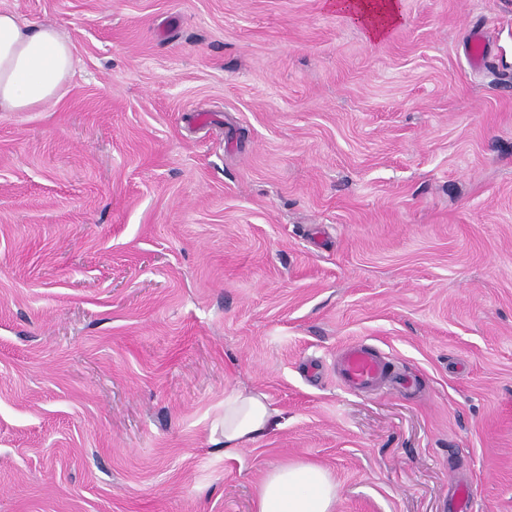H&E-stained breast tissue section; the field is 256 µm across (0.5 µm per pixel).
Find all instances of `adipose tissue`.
<instances>
[{
	"label": "adipose tissue",
	"mask_w": 512,
	"mask_h": 512,
	"mask_svg": "<svg viewBox=\"0 0 512 512\" xmlns=\"http://www.w3.org/2000/svg\"><path fill=\"white\" fill-rule=\"evenodd\" d=\"M330 9L378 40L404 16L398 0H328ZM74 69V51L54 27L20 21L0 10V112H32L58 97ZM277 411L265 393L236 391L225 397L224 413L210 441L235 453L267 434ZM337 488L329 471L312 462L271 467L257 492L255 512H335Z\"/></svg>",
	"instance_id": "adipose-tissue-1"
}]
</instances>
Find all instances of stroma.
Segmentation results:
<instances>
[{"mask_svg":"<svg viewBox=\"0 0 512 512\" xmlns=\"http://www.w3.org/2000/svg\"><path fill=\"white\" fill-rule=\"evenodd\" d=\"M324 2L0 0L76 60L0 112V512H254L295 460L336 512H512V0ZM327 7L360 25L369 40H379L404 20L397 0H328ZM387 369L388 364L381 354L358 343L344 351L339 376L348 389L366 390L376 387ZM277 413L265 393L235 391L224 398V414L213 422L210 441L225 453H236L267 434Z\"/></svg>","mask_w":512,"mask_h":512,"instance_id":"obj_1","label":"stroma"}]
</instances>
